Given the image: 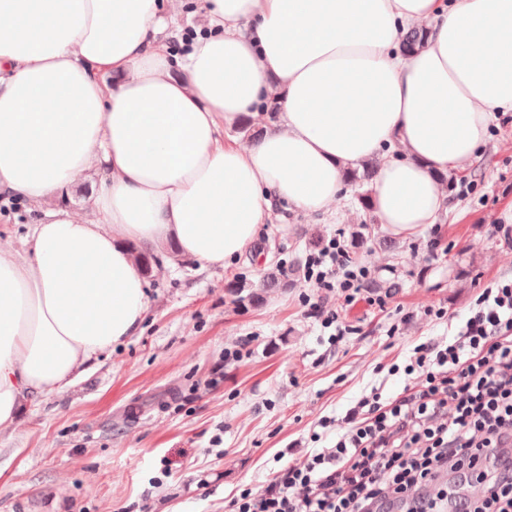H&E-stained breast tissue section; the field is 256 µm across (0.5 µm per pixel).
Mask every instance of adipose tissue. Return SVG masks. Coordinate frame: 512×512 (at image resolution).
<instances>
[{"label": "adipose tissue", "instance_id": "adipose-tissue-1", "mask_svg": "<svg viewBox=\"0 0 512 512\" xmlns=\"http://www.w3.org/2000/svg\"><path fill=\"white\" fill-rule=\"evenodd\" d=\"M200 2L208 30L177 52L181 0H0V194L100 178L93 219L50 213L27 252L0 244V427L140 331L129 243L223 264L275 206L328 211L345 166L377 155L374 211L414 232L512 112V0ZM274 95L278 125L225 139Z\"/></svg>", "mask_w": 512, "mask_h": 512}]
</instances>
